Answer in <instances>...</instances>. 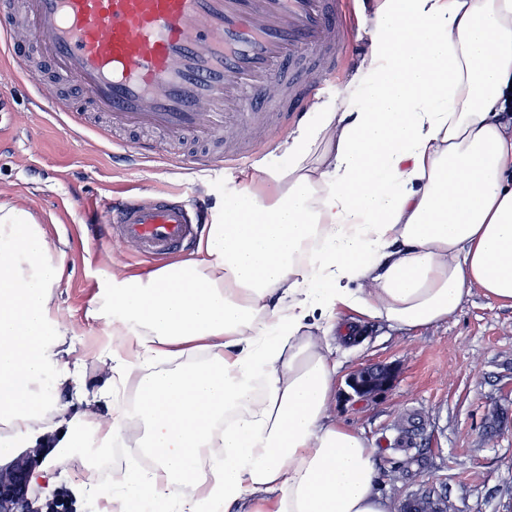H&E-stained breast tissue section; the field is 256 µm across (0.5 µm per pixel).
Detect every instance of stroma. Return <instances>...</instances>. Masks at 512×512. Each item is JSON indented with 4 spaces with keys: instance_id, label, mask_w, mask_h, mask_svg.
<instances>
[{
    "instance_id": "35a3bbf8",
    "label": "stroma",
    "mask_w": 512,
    "mask_h": 512,
    "mask_svg": "<svg viewBox=\"0 0 512 512\" xmlns=\"http://www.w3.org/2000/svg\"><path fill=\"white\" fill-rule=\"evenodd\" d=\"M375 0H349L343 22L353 37L336 73L327 76L324 99L342 94L353 61L366 50L356 37ZM52 76L41 64L35 79L15 83L0 111V205L29 210L47 237L65 252L67 276L55 293L52 311L70 330V340L84 360L88 388L100 386L97 359L112 346L104 326L87 319L113 263L127 272L154 270V263L132 256L117 243L99 240L97 225L84 221L86 203L114 193L149 196L178 189L201 197L208 209L224 202L241 185L253 163L276 159L278 145L297 123L285 118L266 135L250 140L252 163L220 173H188L163 162L135 164L114 157L112 143L88 136L77 140L66 117L39 110L36 81ZM353 346H339L336 401L331 413L362 433L375 446L380 462L378 489L392 506L432 489L446 496L448 512H512V305H502L472 290L448 321L398 331L378 321L364 322ZM395 368L393 385L371 400L348 398L349 373L359 367ZM419 430L415 447L423 451L420 470L402 471L397 448L408 423ZM89 456L74 451L53 466L52 489L35 486L40 501L68 503L71 512H97L93 499L77 496L73 474L84 471Z\"/></svg>"
}]
</instances>
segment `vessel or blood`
I'll list each match as a JSON object with an SVG mask.
<instances>
[{
  "label": "vessel or blood",
  "mask_w": 512,
  "mask_h": 512,
  "mask_svg": "<svg viewBox=\"0 0 512 512\" xmlns=\"http://www.w3.org/2000/svg\"><path fill=\"white\" fill-rule=\"evenodd\" d=\"M345 0H26L29 39L10 47L14 74L31 58L53 62L78 89L84 111L53 98L82 137L85 112L108 113L113 127L150 129L170 140L195 139L185 165L220 170L240 155L215 148L267 124L274 108L300 113L319 75L335 72L349 38ZM126 157L158 156L155 143L125 141ZM108 240L133 246L145 260L188 247L205 229L203 200L160 193L115 195L87 207Z\"/></svg>",
  "instance_id": "vessel-or-blood-1"
}]
</instances>
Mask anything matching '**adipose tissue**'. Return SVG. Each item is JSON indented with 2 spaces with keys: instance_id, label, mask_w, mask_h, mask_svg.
Listing matches in <instances>:
<instances>
[{
  "instance_id": "ef3b65f1",
  "label": "adipose tissue",
  "mask_w": 512,
  "mask_h": 512,
  "mask_svg": "<svg viewBox=\"0 0 512 512\" xmlns=\"http://www.w3.org/2000/svg\"><path fill=\"white\" fill-rule=\"evenodd\" d=\"M358 35L346 91L225 194L195 257L113 269L93 398L50 319L63 252L0 205V465L132 421L153 465L107 496L81 473L100 512H391L373 444L330 413V340L357 339L350 311L412 330L475 288L512 305V0H376Z\"/></svg>"
}]
</instances>
